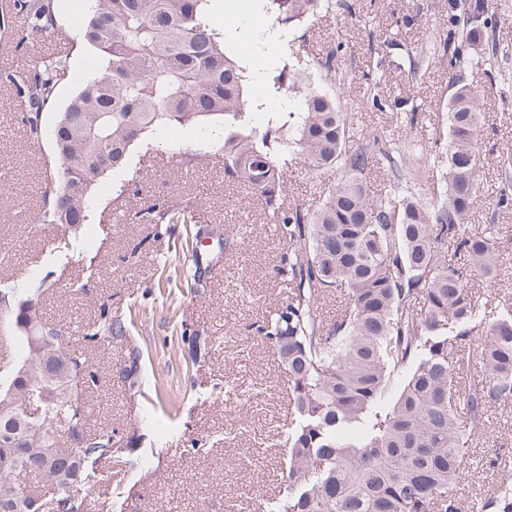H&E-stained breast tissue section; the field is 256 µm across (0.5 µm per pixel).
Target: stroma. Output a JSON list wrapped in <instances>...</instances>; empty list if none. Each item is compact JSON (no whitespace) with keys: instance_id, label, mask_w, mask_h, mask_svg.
I'll return each instance as SVG.
<instances>
[{"instance_id":"stroma-1","label":"stroma","mask_w":512,"mask_h":512,"mask_svg":"<svg viewBox=\"0 0 512 512\" xmlns=\"http://www.w3.org/2000/svg\"><path fill=\"white\" fill-rule=\"evenodd\" d=\"M332 7L290 30L291 48L306 47L321 57L343 43L335 68L319 77L335 90L343 111L353 114L358 133H383L402 143L433 144L448 132L453 92L447 63L410 73L411 60L436 37L448 0H331ZM498 16L492 41L469 50L460 69L464 82L485 87L481 122L487 139L479 169L482 201L475 224H496L512 240V209L495 206L498 162L512 156V0H491ZM59 21L73 40L68 74L44 112L45 136L30 143L18 118L20 105L0 85V279L32 291L44 289L43 312L63 327L68 350L82 351L74 328L94 316L87 297L70 293L72 283L92 279L93 291L127 313L138 306L128 340L102 345L91 354L103 379L88 396L92 425L111 426L119 446L132 449L136 465L113 471L107 490H93L88 512H246L250 499H270L281 489L287 458L280 442L289 419L288 378L277 359L246 327L281 303L284 292L272 277L281 244L258 198L224 175L222 129L202 136L193 127L165 128L147 136L123 167L100 184L86 224L58 235L38 220L41 185L54 161L51 134L94 61L76 40L82 14L62 5ZM394 37L396 48L378 44ZM508 53L500 71H489L490 45ZM55 38L29 37L22 45L0 38V70L56 51ZM387 99H404L418 112L407 124L400 110L379 112L366 99L370 88ZM191 203L197 224H179L155 233L148 224L127 222L139 194ZM319 185L304 161L288 171L287 203L315 207ZM213 229L203 244L210 261L199 287H191L185 240L197 226ZM234 244L218 245L225 232ZM198 329L204 349L189 358L177 342L181 327ZM145 349L139 384L129 388L121 370L133 348ZM224 383L223 394L212 391ZM205 449L187 453V441ZM512 448V403L493 409L491 428L475 437L457 496L467 503L492 495L497 474L488 460L495 449Z\"/></svg>"}]
</instances>
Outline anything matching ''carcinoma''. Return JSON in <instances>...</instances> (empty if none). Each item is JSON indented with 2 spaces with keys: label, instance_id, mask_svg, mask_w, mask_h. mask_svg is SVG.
Returning <instances> with one entry per match:
<instances>
[{
  "label": "carcinoma",
  "instance_id": "cac0c4a2",
  "mask_svg": "<svg viewBox=\"0 0 512 512\" xmlns=\"http://www.w3.org/2000/svg\"><path fill=\"white\" fill-rule=\"evenodd\" d=\"M210 0H87L80 38L97 65L61 113L53 133L57 175L44 182V224L64 231L88 221L102 180L150 133L170 126L224 125V175L256 193L277 221L282 248L273 274L288 294L248 327L288 376L291 412L283 490L267 512H461L455 497L469 442L489 428L488 409L512 401V306L482 301L476 276L499 262L495 224L471 229L481 201L478 166L484 128L478 89L457 84L448 103L445 167L427 197L392 184L371 190L385 168L396 181L419 177L428 149L396 154L379 136L353 147V123L336 94L311 81L304 55L285 58L271 75L277 93L300 98L298 111L275 112L250 125L248 67L213 28ZM286 32L323 0H260ZM58 0H7L5 11L27 35H62ZM495 26L488 0H448L445 38L420 52L448 60L456 76L469 48ZM69 53L0 73L20 99V123L43 138V113L68 72ZM304 153L321 177L315 209L284 206L289 157ZM497 208L512 209V157L499 161ZM134 218L160 229L194 224L190 206L145 202ZM335 292L344 312L328 322L318 302ZM0 288V327L13 358L0 365V407L24 415V441L0 452V500L19 476L37 480L29 512H87V491L105 463L122 453L112 430L88 427L83 396L101 372L70 351L71 382L44 376L45 348L62 327L47 320L39 298L15 301ZM81 325L87 348L126 341L133 318L95 302ZM81 439L65 469L52 449L59 432ZM498 466V490L477 512H512V466Z\"/></svg>",
  "mask_w": 512,
  "mask_h": 512
}]
</instances>
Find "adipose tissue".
Here are the masks:
<instances>
[{"label": "adipose tissue", "mask_w": 512, "mask_h": 512, "mask_svg": "<svg viewBox=\"0 0 512 512\" xmlns=\"http://www.w3.org/2000/svg\"><path fill=\"white\" fill-rule=\"evenodd\" d=\"M210 9L212 15L224 19L225 40L245 52L253 64L255 78H262L281 52V33H257L248 18L233 14L229 0H211Z\"/></svg>", "instance_id": "obj_1"}]
</instances>
